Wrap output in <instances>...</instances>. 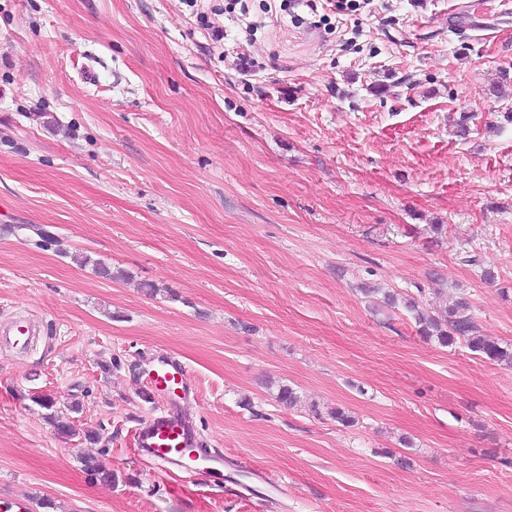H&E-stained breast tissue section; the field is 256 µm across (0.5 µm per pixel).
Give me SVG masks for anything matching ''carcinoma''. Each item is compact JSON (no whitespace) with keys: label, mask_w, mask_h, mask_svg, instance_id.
I'll use <instances>...</instances> for the list:
<instances>
[{"label":"carcinoma","mask_w":512,"mask_h":512,"mask_svg":"<svg viewBox=\"0 0 512 512\" xmlns=\"http://www.w3.org/2000/svg\"><path fill=\"white\" fill-rule=\"evenodd\" d=\"M405 307L415 313V320L420 327V333L427 339L436 340L442 346H449L462 340L467 347L487 359L512 367V348L501 346L499 343L477 335L478 328L470 314L471 303L465 297L456 298L448 305L442 314H430L416 308V301L406 300ZM38 405L49 411L47 419L51 426L61 434L74 432L69 414L79 410L74 403L61 409L52 399H40ZM86 474L93 480L112 482V469L106 467L96 456L81 458Z\"/></svg>","instance_id":"1"}]
</instances>
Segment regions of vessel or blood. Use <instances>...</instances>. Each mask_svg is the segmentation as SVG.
Returning <instances> with one entry per match:
<instances>
[{"label":"vessel or blood","instance_id":"1","mask_svg":"<svg viewBox=\"0 0 512 512\" xmlns=\"http://www.w3.org/2000/svg\"><path fill=\"white\" fill-rule=\"evenodd\" d=\"M145 385L168 396L169 402L137 425V449L154 462L189 475L224 478L226 491H238V483L224 477L223 453L200 448L196 421L180 406L194 392L185 366L176 360L160 362L149 372Z\"/></svg>","mask_w":512,"mask_h":512}]
</instances>
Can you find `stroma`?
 <instances>
[{
  "label": "stroma",
  "instance_id": "stroma-1",
  "mask_svg": "<svg viewBox=\"0 0 512 512\" xmlns=\"http://www.w3.org/2000/svg\"><path fill=\"white\" fill-rule=\"evenodd\" d=\"M468 2L0 0V323L36 329L0 343V498L512 512V368L378 306L440 288L512 348V0L473 28L448 13ZM159 355L203 447L287 495L139 454ZM42 398L79 404L73 434ZM145 386L152 392L168 397L174 395L179 400H186L195 393L185 366L176 360L161 361L155 365L148 374Z\"/></svg>",
  "mask_w": 512,
  "mask_h": 512
}]
</instances>
